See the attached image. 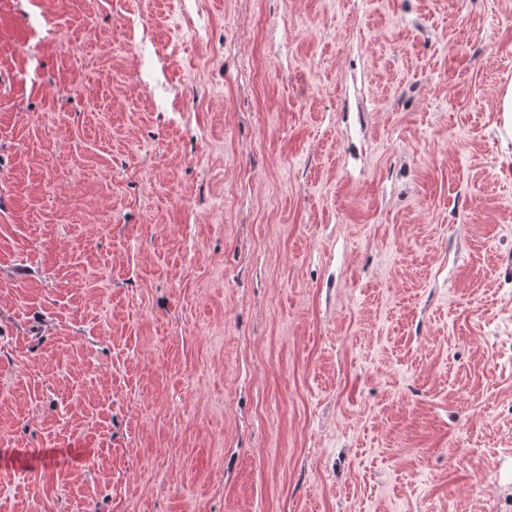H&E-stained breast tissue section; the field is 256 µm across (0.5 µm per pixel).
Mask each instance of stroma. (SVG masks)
I'll use <instances>...</instances> for the list:
<instances>
[{
	"label": "stroma",
	"mask_w": 512,
	"mask_h": 512,
	"mask_svg": "<svg viewBox=\"0 0 512 512\" xmlns=\"http://www.w3.org/2000/svg\"><path fill=\"white\" fill-rule=\"evenodd\" d=\"M512 0H0V512H512Z\"/></svg>",
	"instance_id": "1"
}]
</instances>
